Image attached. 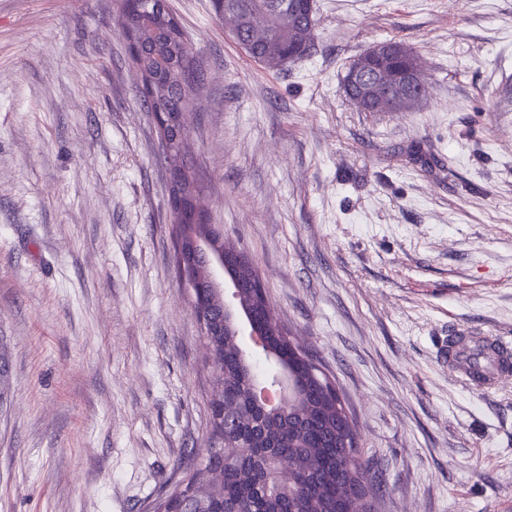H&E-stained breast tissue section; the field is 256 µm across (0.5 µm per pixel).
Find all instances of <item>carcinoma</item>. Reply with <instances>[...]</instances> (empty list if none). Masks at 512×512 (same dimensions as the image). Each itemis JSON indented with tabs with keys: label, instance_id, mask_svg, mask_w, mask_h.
I'll return each instance as SVG.
<instances>
[{
	"label": "carcinoma",
	"instance_id": "carcinoma-1",
	"mask_svg": "<svg viewBox=\"0 0 512 512\" xmlns=\"http://www.w3.org/2000/svg\"><path fill=\"white\" fill-rule=\"evenodd\" d=\"M216 3L237 44L255 62L277 70L294 63L314 47L316 8L310 0H231ZM391 45L401 53L375 62L381 79L394 70H410L422 95L425 79L416 52L400 42ZM166 56L179 68L180 80L163 74L155 77L157 97L143 99L149 112H187L199 93L200 76L193 64V48L184 35H174L169 13L158 14L144 34L141 52L132 57L136 68L151 71L153 58ZM226 271L239 276V294L245 303L254 294L252 265L236 264V249ZM267 345L279 365L288 369L299 384L302 398L296 406L271 412L253 401L252 391L261 371L248 372L243 350L227 336L219 337L224 348L217 370L224 380V402L217 404L213 428L223 441L240 449L236 456H223L221 449L208 448L198 465L187 468L178 484L156 503L157 512H346L349 499L368 494L366 468L361 460L356 434L338 395L318 381L321 371L300 347L282 331L270 330ZM286 456L296 463L293 488L278 485L271 476L270 462ZM222 468L219 486L205 482V471Z\"/></svg>",
	"mask_w": 512,
	"mask_h": 512
}]
</instances>
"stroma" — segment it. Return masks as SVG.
I'll return each mask as SVG.
<instances>
[{
    "label": "stroma",
    "instance_id": "1",
    "mask_svg": "<svg viewBox=\"0 0 512 512\" xmlns=\"http://www.w3.org/2000/svg\"><path fill=\"white\" fill-rule=\"evenodd\" d=\"M204 80L182 163L275 319L335 383L373 512H512V0H316L312 53L249 58L214 0H166ZM400 41L415 112L350 61ZM117 0H0V512H148L216 446L218 379L175 269L169 163ZM387 43L400 49L401 53H398L392 57L383 58L380 61L377 60L375 62V67L379 70L378 74L380 75L381 79H388L394 70H411L416 77L417 85L421 89L422 97L417 100V103L413 104V88L415 86V81L412 74L408 72L405 74H400L395 82H389L381 87V89L376 92L374 97L369 96L365 99L370 105L373 103L376 104L378 102L377 100L389 101L392 108L396 112H407L408 108L413 104L410 111H408L413 112L426 99V82L423 78L416 52L411 47L400 42L386 41L385 43H378L365 51L361 56L359 55L360 57L357 56L359 58L357 59L356 63L347 73L346 78L344 76L343 79L345 93L347 97L354 104H356L362 112H381L385 110L383 107L387 106L386 102L378 103L375 110H370L366 101L360 100L359 95L353 92H359L362 96L365 94V92L372 89V78L368 71L371 60L385 57L396 51L395 47H392ZM354 60L350 63L349 67L354 62ZM349 67L347 70H349ZM395 88H397V91L393 93ZM349 92L353 94H350ZM468 337L449 336L448 345L440 351V360L472 390L491 391L512 373V347L495 336H478L479 344L487 348V357L479 359L478 366H475L469 350L463 346L468 344Z\"/></svg>",
    "mask_w": 512,
    "mask_h": 512
}]
</instances>
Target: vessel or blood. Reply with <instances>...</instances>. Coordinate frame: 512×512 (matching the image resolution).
I'll return each instance as SVG.
<instances>
[{
	"label": "vessel or blood",
	"mask_w": 512,
	"mask_h": 512,
	"mask_svg": "<svg viewBox=\"0 0 512 512\" xmlns=\"http://www.w3.org/2000/svg\"><path fill=\"white\" fill-rule=\"evenodd\" d=\"M466 342L463 336L449 337L447 346L440 351V360L472 390L491 391L503 378L512 375L511 344L494 336L480 337L486 356L475 361L469 357Z\"/></svg>",
	"instance_id": "obj_1"
}]
</instances>
